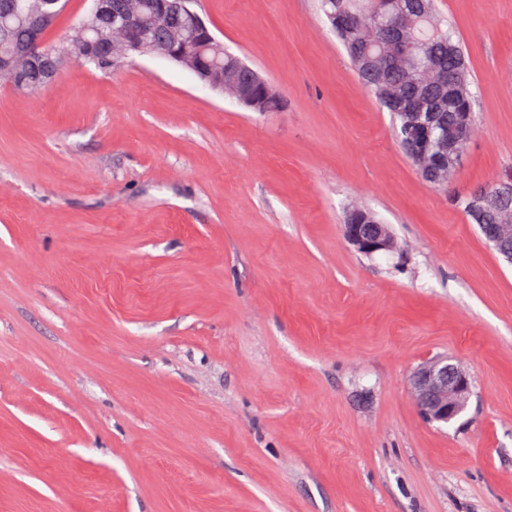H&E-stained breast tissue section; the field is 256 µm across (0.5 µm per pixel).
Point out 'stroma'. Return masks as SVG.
<instances>
[{
	"label": "stroma",
	"mask_w": 512,
	"mask_h": 512,
	"mask_svg": "<svg viewBox=\"0 0 512 512\" xmlns=\"http://www.w3.org/2000/svg\"><path fill=\"white\" fill-rule=\"evenodd\" d=\"M435 7L474 94L443 189L319 0L193 4L281 112L151 56L0 84V512H512V265L459 205L512 171V0ZM437 357L449 425L409 388ZM343 233L348 244L366 256L392 250L393 236L386 225L370 219L358 209L348 213ZM410 390L424 417L449 424L466 409L472 391L469 375L448 358H436L418 367L409 380Z\"/></svg>",
	"instance_id": "35a3bbf8"
}]
</instances>
